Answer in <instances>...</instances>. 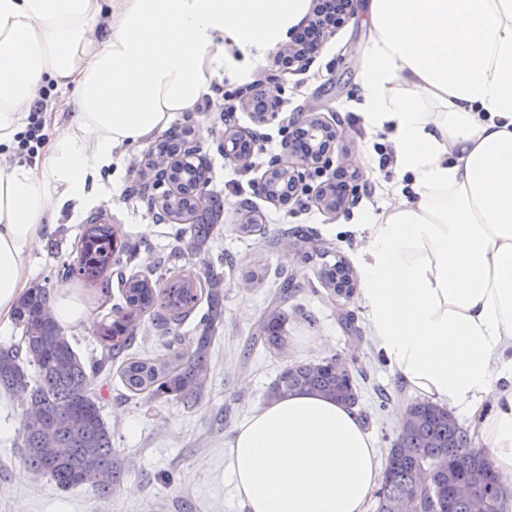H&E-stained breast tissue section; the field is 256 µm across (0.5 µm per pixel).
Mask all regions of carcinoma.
I'll list each match as a JSON object with an SVG mask.
<instances>
[{"mask_svg": "<svg viewBox=\"0 0 512 512\" xmlns=\"http://www.w3.org/2000/svg\"><path fill=\"white\" fill-rule=\"evenodd\" d=\"M181 143L165 140L150 151L146 177L161 156L180 151ZM170 179L181 187L176 195L156 198L146 188L133 194L146 201L160 216L190 211L191 223L176 233L173 251L159 258L142 274L123 276L137 258L140 243L119 233L103 215L91 218L82 228L77 256L63 265L62 274L93 286L109 289L117 275L122 303L115 305L97 330L101 356L83 361L63 328L50 312L48 288L36 285L17 301L13 318L21 329L20 341L0 346V391L23 395L26 413L19 428L17 447L25 465L37 476L52 480L66 492L88 485L106 496L122 476L112 455V428L102 414L99 379L120 362L124 388L149 400L173 399L188 409L205 397L210 375L213 337L224 324V258L208 265L204 277L175 271L176 262L208 250L214 237L224 231V203L215 193H194L198 175L185 162L174 168ZM284 239L292 245H308L303 258L321 259L320 283L334 295L352 298L353 274L345 260H326L329 251L320 247L313 230L303 226L288 229ZM295 296L292 277L281 274L266 310L258 318L243 350L249 357L257 347L281 351L288 346V301ZM205 302L195 324L194 347H174L177 330ZM171 335L169 354L162 359L130 353L143 318ZM336 356L293 362L283 367L267 391L270 399L296 393H314L349 407L358 405L359 388L351 366L336 371ZM34 367L36 378L28 368ZM434 480L426 485L425 472ZM473 490L471 497H458L460 483ZM376 512H398L404 501L407 512H509L505 480L492 467L488 455L473 442L464 426L446 406L426 400L410 403L398 435L388 449L385 469L376 491Z\"/></svg>", "mask_w": 512, "mask_h": 512, "instance_id": "obj_1", "label": "carcinoma"}]
</instances>
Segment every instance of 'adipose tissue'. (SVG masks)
<instances>
[{
  "mask_svg": "<svg viewBox=\"0 0 512 512\" xmlns=\"http://www.w3.org/2000/svg\"><path fill=\"white\" fill-rule=\"evenodd\" d=\"M311 0H0V320L68 203L87 204L114 151L197 111L286 42ZM363 121L386 134L410 195L362 230L376 348L423 399L490 410L512 477V0H365ZM75 96L40 162L13 160L43 87ZM246 512H365L382 473L352 408L294 394L230 444Z\"/></svg>",
  "mask_w": 512,
  "mask_h": 512,
  "instance_id": "obj_1",
  "label": "adipose tissue"
}]
</instances>
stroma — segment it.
<instances>
[{
  "instance_id": "1",
  "label": "stroma",
  "mask_w": 512,
  "mask_h": 512,
  "mask_svg": "<svg viewBox=\"0 0 512 512\" xmlns=\"http://www.w3.org/2000/svg\"><path fill=\"white\" fill-rule=\"evenodd\" d=\"M369 30L360 12L327 34L309 67L285 73L267 56L251 73L252 79L267 83L281 103L276 119L261 124L242 106L248 83H231L214 78L212 92L198 111L179 115L170 132L191 129L209 163L208 191L224 201V232L212 245V254L231 257L224 268V325L211 347L209 391L192 409L173 400L152 404L125 395L117 375L107 376L102 390L103 415L112 427V450L125 474L108 497H100L88 486L60 491L46 477L34 476L24 465L15 446L20 428L22 403L0 394V512H246L237 495L231 474L229 445L235 430L254 410L266 404L267 390L285 363L336 355L353 360L361 370L358 412L363 416L377 449L387 450L400 421L397 412L413 402L417 394L392 371L377 351L364 316L361 295L349 304L331 300L318 285L317 261H305L295 248L268 247L279 229L306 225L316 230L320 241L336 256L355 263L361 246L355 227L396 203L398 174L374 168V156L388 150L384 134L363 124L358 113L359 82L363 71ZM232 94L238 109L224 113V96ZM316 114L336 124L340 135L330 155L332 166L347 161L359 180L369 182L370 192H359L345 211L329 214L321 210L311 193L281 205L270 202L260 191L258 180L271 161L287 160V122H299ZM246 129L259 137L264 150L259 164L244 171L224 155V132ZM151 142L116 151L110 172L102 184H113L111 196H97L79 211L63 210L59 228L65 235L59 255L46 249L30 259L32 282L51 293L68 288L87 311L86 320L66 327L65 332L82 359L99 356L97 324L111 305L97 287L58 274L62 261L74 258L80 227L90 214L100 212L142 246L132 271L151 267L159 251L173 241L176 221L156 222L144 202L127 196V188L139 182ZM259 210L264 221L261 233L244 237L237 226L245 207ZM260 269L263 278L245 286L247 270ZM292 275L297 292L288 303V349L285 355L256 350L243 357V345L253 325L267 306L277 273ZM355 315V334H347L337 316L341 306ZM172 473L175 482L164 485L158 476Z\"/></svg>"
}]
</instances>
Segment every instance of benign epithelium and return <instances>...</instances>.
I'll return each instance as SVG.
<instances>
[{
    "label": "benign epithelium",
    "instance_id": "obj_1",
    "mask_svg": "<svg viewBox=\"0 0 512 512\" xmlns=\"http://www.w3.org/2000/svg\"><path fill=\"white\" fill-rule=\"evenodd\" d=\"M353 11L354 0H317L312 19L291 42L279 49L276 58L287 56L292 64H297L301 68L307 67L313 61L325 32L338 28L353 14ZM244 105L259 123H266L277 116V99L261 85L249 92ZM300 127L303 128L304 135L315 142L316 148L303 152L296 148L294 141L291 140L288 142V162L283 165L277 164L263 172L259 186L265 197L272 202L285 204L287 200L297 197L299 191L304 189L305 173L309 168L325 161L326 143L338 138L337 128L317 116H309L300 124ZM238 139L251 141L253 133L238 130L224 134V156L242 167H247L252 160V155H240L229 149V144ZM282 172L288 174V181L291 182L293 189V194L286 200L270 194L267 190V184L272 177ZM357 177L356 172L350 173L348 166H343V169L336 171L328 181L317 187L315 200L325 212L338 213L345 209L350 198L354 196L357 190Z\"/></svg>",
    "mask_w": 512,
    "mask_h": 512
}]
</instances>
